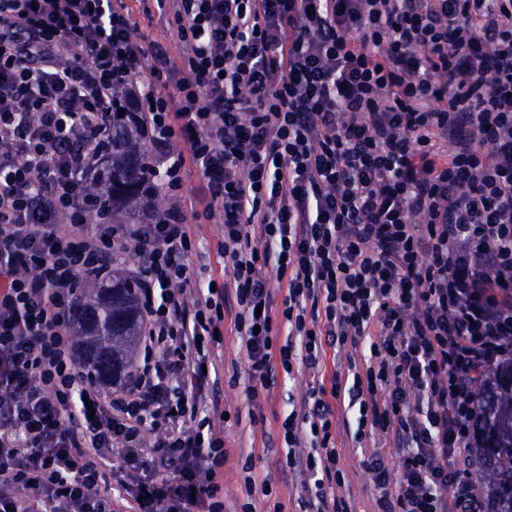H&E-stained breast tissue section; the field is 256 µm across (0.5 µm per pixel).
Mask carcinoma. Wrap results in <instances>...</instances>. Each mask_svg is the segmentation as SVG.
Returning <instances> with one entry per match:
<instances>
[{
  "mask_svg": "<svg viewBox=\"0 0 512 512\" xmlns=\"http://www.w3.org/2000/svg\"><path fill=\"white\" fill-rule=\"evenodd\" d=\"M147 182V147L138 114L112 113V181L100 187L112 199V222L131 219ZM84 307L76 328L83 363L104 386L130 372L139 333L135 288L112 279L80 289ZM474 450L489 512H512V360L490 370L479 389Z\"/></svg>",
  "mask_w": 512,
  "mask_h": 512,
  "instance_id": "1",
  "label": "carcinoma"
}]
</instances>
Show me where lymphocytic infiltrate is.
I'll list each match as a JSON object with an SVG mask.
<instances>
[{
    "instance_id": "obj_1",
    "label": "lymphocytic infiltrate",
    "mask_w": 512,
    "mask_h": 512,
    "mask_svg": "<svg viewBox=\"0 0 512 512\" xmlns=\"http://www.w3.org/2000/svg\"><path fill=\"white\" fill-rule=\"evenodd\" d=\"M168 1L177 67L123 0H0V512H224L203 368L228 307L251 402L275 370L306 382L279 429L298 512H349L327 492L345 395L356 437L398 447L400 473L364 462L375 512H487L469 449L476 387L512 357V0ZM117 103L172 200L144 224L90 191ZM189 162L228 270L192 301ZM128 254L139 356L105 390L79 286ZM365 336L364 371L324 375L326 347ZM200 184L201 176L199 171L194 166L187 165L183 175V186L180 193L183 206H188L190 209V204L195 201Z\"/></svg>"
}]
</instances>
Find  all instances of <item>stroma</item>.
<instances>
[{
  "label": "stroma",
  "instance_id": "obj_1",
  "mask_svg": "<svg viewBox=\"0 0 512 512\" xmlns=\"http://www.w3.org/2000/svg\"><path fill=\"white\" fill-rule=\"evenodd\" d=\"M129 21L135 37L145 48L161 43L168 47L172 60H179L177 34L162 18L155 0H125ZM196 245L204 257V267H193L188 293L206 288L210 281H223L224 261L218 254V244L224 235L219 218H212L196 228ZM218 367L215 392L221 408L227 414L224 421V512H243L244 504H252L255 512H295L301 477L286 465V448L279 438V426L306 391L302 377H288L276 370L269 398L250 403L248 364L240 341L233 329L232 316L224 318V332L210 345ZM383 455L390 467H400L394 441L370 436L364 442L348 441L343 463L344 479L333 486L332 492L347 500L351 512H373L375 488L370 474L363 468L365 452ZM266 478L271 482L268 497L247 498L245 477Z\"/></svg>",
  "mask_w": 512,
  "mask_h": 512
}]
</instances>
